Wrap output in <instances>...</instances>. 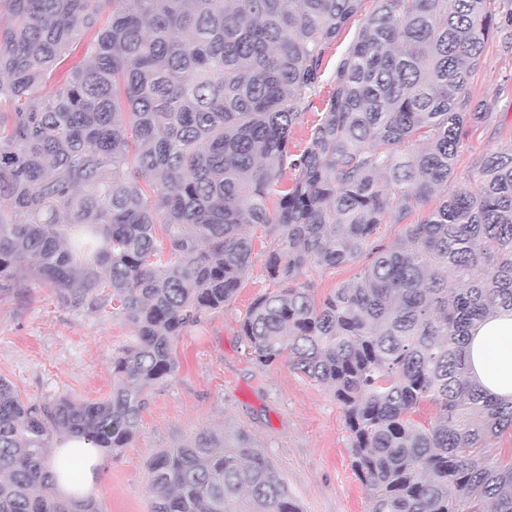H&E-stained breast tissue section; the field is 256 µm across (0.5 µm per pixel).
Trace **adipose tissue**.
I'll return each mask as SVG.
<instances>
[{
    "mask_svg": "<svg viewBox=\"0 0 512 512\" xmlns=\"http://www.w3.org/2000/svg\"><path fill=\"white\" fill-rule=\"evenodd\" d=\"M472 379L492 396L512 400V313L488 318L473 330L466 348ZM79 449L81 481L68 474L55 473L58 492L66 498H82L92 493L102 475V453L87 440L59 439L51 452L60 457L70 449Z\"/></svg>",
    "mask_w": 512,
    "mask_h": 512,
    "instance_id": "adipose-tissue-1",
    "label": "adipose tissue"
}]
</instances>
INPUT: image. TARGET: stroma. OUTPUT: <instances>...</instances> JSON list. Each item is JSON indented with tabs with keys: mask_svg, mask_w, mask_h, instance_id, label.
<instances>
[{
	"mask_svg": "<svg viewBox=\"0 0 512 512\" xmlns=\"http://www.w3.org/2000/svg\"><path fill=\"white\" fill-rule=\"evenodd\" d=\"M501 40V33L491 35L469 85L475 102L497 112L499 125L463 137L459 184L477 179L476 163L486 154L512 146V49ZM270 286L261 267H253L229 305L180 337L178 368L153 388L132 443L104 457L93 494L102 512H150L151 461L209 428L247 431L276 463L302 512H368L332 391L285 362L256 365L239 336L247 307ZM131 339L126 322L76 311L33 277L0 289V377L22 399L104 398L112 391V359Z\"/></svg>",
	"mask_w": 512,
	"mask_h": 512,
	"instance_id": "obj_1",
	"label": "stroma"
}]
</instances>
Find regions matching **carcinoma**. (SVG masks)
<instances>
[{
	"instance_id": "carcinoma-1",
	"label": "carcinoma",
	"mask_w": 512,
	"mask_h": 512,
	"mask_svg": "<svg viewBox=\"0 0 512 512\" xmlns=\"http://www.w3.org/2000/svg\"><path fill=\"white\" fill-rule=\"evenodd\" d=\"M493 27H512V0H0V286L29 272L133 327L102 400L26 402L0 377V512H99L57 492L50 438L128 447L174 342L257 260L273 290L239 336L259 365L331 389L370 512H512V460L487 455L512 401L465 358L470 329L512 311V148L448 190L462 135L494 119L468 90ZM383 224L404 233L388 242ZM247 225L270 238L259 252ZM347 264L317 299L310 272ZM150 470L151 512H301L242 430L202 431ZM358 29V21L355 20L347 25L343 33L333 43L331 49L328 52V67L324 76V83L320 88L319 96L316 102L313 104V108L309 109L304 117L302 123L295 127L291 134L289 143V149L294 152H299L304 149L309 141L311 128L317 123L322 115V103L324 99H327L330 95L333 86H331V80L329 79L336 62L345 54L354 35ZM90 39V37L84 36L76 41L70 56L49 73L44 85L45 89L42 92H46L49 88L58 86L65 81L70 67L80 61L86 54Z\"/></svg>"
}]
</instances>
